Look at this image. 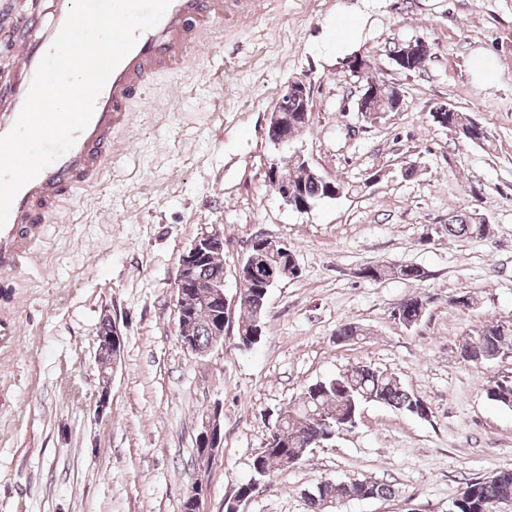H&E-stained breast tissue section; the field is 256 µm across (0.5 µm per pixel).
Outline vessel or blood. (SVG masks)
Here are the masks:
<instances>
[{"instance_id": "obj_1", "label": "vessel or blood", "mask_w": 512, "mask_h": 512, "mask_svg": "<svg viewBox=\"0 0 512 512\" xmlns=\"http://www.w3.org/2000/svg\"><path fill=\"white\" fill-rule=\"evenodd\" d=\"M70 0H55L51 25L31 13L23 24L34 30L32 42L18 45L13 55L14 90L9 108L0 109V136L13 128L26 101L35 72L61 30ZM224 0H171L153 28L142 32L130 53L118 64L102 92L93 116L72 148L43 169L16 195L7 222L0 227V278L27 264L35 244L44 236L50 210L76 187L100 176L115 154L113 133L131 103L144 95L161 72H174L206 35L224 20Z\"/></svg>"}]
</instances>
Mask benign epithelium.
<instances>
[{
    "label": "benign epithelium",
    "instance_id": "obj_1",
    "mask_svg": "<svg viewBox=\"0 0 512 512\" xmlns=\"http://www.w3.org/2000/svg\"><path fill=\"white\" fill-rule=\"evenodd\" d=\"M426 47L428 43L421 39L397 46L391 51L394 66L400 72L413 69V61ZM347 69L358 78L357 112L361 116L376 120L389 112L400 110L403 101L400 90L373 75L367 59L360 55L354 56L348 61ZM311 113L312 100L306 84L302 81H292L274 105L266 126L267 140L278 149H294V156L306 168L310 163L302 150L295 147L297 137L294 132L288 131V125L299 119L308 120ZM268 181L285 205L299 212L312 209V206L294 191L293 178L288 175V171L273 164L268 169ZM223 250L224 241L219 235L201 234L183 254L174 279L177 340L186 352L194 355L209 352L207 348H200L188 331V325L196 312L201 309L214 311L212 329L218 336L224 335V330L236 325L235 308L239 300H228L224 293V279L207 278L201 270L202 264L210 255L221 253ZM291 269L295 274H300L295 256L288 253V249H281L272 256L263 246L250 247L236 268V277L250 275L270 287L275 284L276 278L289 276ZM101 321L105 328L98 330L95 338V360L101 382V390L95 398V413L100 420L110 414L112 374L117 368L124 348L123 334L116 321L112 319V315L104 313ZM197 444L204 458L209 461L224 447V433L218 410L215 409L206 415L197 436Z\"/></svg>",
    "mask_w": 512,
    "mask_h": 512
}]
</instances>
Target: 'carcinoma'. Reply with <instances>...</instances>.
<instances>
[{"label": "carcinoma", "instance_id": "1", "mask_svg": "<svg viewBox=\"0 0 512 512\" xmlns=\"http://www.w3.org/2000/svg\"><path fill=\"white\" fill-rule=\"evenodd\" d=\"M437 124L448 130L467 127L472 119L463 112H454ZM288 172L294 176L301 196L315 205L323 200L322 183L319 177L288 158ZM428 230L439 237L448 236L459 241L484 238L490 235V225L476 224L464 213L451 216L446 224H432ZM366 280H382L393 277L402 280H417L423 277L421 269L414 265H367L358 270ZM425 299L410 296L401 302L402 325L416 323ZM265 310L256 311L248 306L239 308L236 320V347L251 351L261 337L252 335V322L264 318ZM211 313L201 310L193 317L192 334L202 347L218 341L209 329ZM363 336V330L352 322H343L336 328V340L352 342ZM512 352V325L507 332L500 330L498 322L483 326L476 335L468 337L461 347L463 360L474 365L491 361L496 356ZM487 397L496 404L512 410V375L495 380L486 390ZM383 402L396 410L416 414L419 400L395 377L371 366H355L334 377L317 381L305 387L299 397L288 404L281 420L274 422L262 451L252 460L254 478L264 479L272 473L287 470L295 461L303 458L310 441H324L330 425L339 418L356 423L360 408L367 402ZM366 493L372 499L386 498L393 490L386 484L375 481L353 480L348 482L324 481L317 484L306 496L309 512H327L333 504L358 498ZM473 495L482 505L479 512H492L491 505L497 500L512 497V470H504L490 476L471 479L464 483L461 495Z\"/></svg>", "mask_w": 512, "mask_h": 512}]
</instances>
